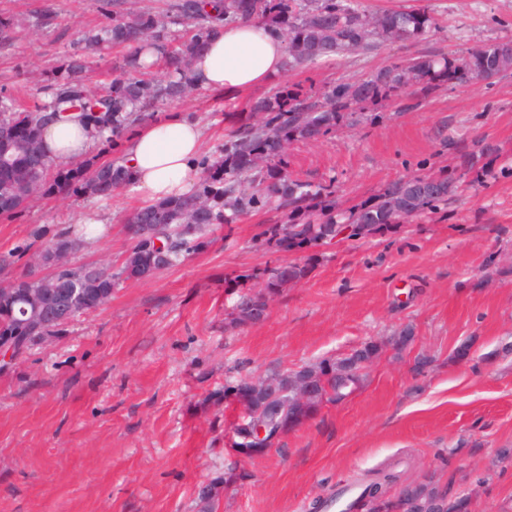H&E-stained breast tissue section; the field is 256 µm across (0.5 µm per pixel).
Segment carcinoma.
<instances>
[{
    "label": "carcinoma",
    "mask_w": 512,
    "mask_h": 512,
    "mask_svg": "<svg viewBox=\"0 0 512 512\" xmlns=\"http://www.w3.org/2000/svg\"><path fill=\"white\" fill-rule=\"evenodd\" d=\"M178 15L191 20L194 33L180 46L169 47L165 24L148 12L119 15L112 22L88 33L84 41L95 49L102 44L130 49L126 66L138 68V56L155 47L164 57L167 79L153 83L136 77L112 80L107 95L91 91L85 80L86 63L73 55L53 72L48 89L51 99L31 109H20L8 97L0 99V214L20 209L30 196L54 191L109 198L129 185L125 157L103 162L88 160L79 167H66L50 159L42 146L41 131L65 100L83 112L100 142L112 151L130 125L144 118L141 109L155 99H181L194 85L188 80L194 58L205 41L225 25L258 19L287 41L284 70L315 64L332 56L362 52L384 41L407 43L426 37L435 27L425 8L410 11L370 12L360 0H179L172 5ZM507 41L477 46L459 57L420 56L400 60L376 71L370 78L340 84L319 104H308L296 86H285L256 98L250 109L256 123L224 143L222 155L209 160L194 190L133 210L127 217L131 246L117 270L112 266L68 268L57 277L59 289L76 294L84 313L105 304L121 280L149 278L175 267L208 244L207 232L234 216L260 212L272 204L283 210L285 223L266 224L261 243L276 250L292 247L291 238L325 243L336 238V197L320 188L315 192L291 178L287 168L288 145L316 139L333 130L345 116L365 103L389 100L417 85L485 82L512 68ZM439 191L423 193L415 188L421 176L401 179L388 186L375 205H365L351 214V223L362 224L368 233L394 223L399 217L419 215L448 201L458 189L456 182L437 175ZM161 241L158 248L155 241ZM308 266L285 264L265 267L251 277L260 290L241 296L230 325L242 327L266 320L268 302L280 289L301 280ZM41 281L18 277L0 285V329L19 332L31 345L39 340L25 321L28 304L10 291L39 288ZM382 345L368 341L342 358H324L307 363L299 371H286L263 378L264 392L253 400L251 424L265 429L261 442L240 441L245 448H273L282 427L294 429L313 419L326 405L339 403L359 389L368 365L378 358ZM253 376L244 375L224 383V399L247 393ZM395 476L372 481L363 489L365 512H468V498L448 497L431 485H406L394 498L387 487Z\"/></svg>",
    "instance_id": "obj_1"
}]
</instances>
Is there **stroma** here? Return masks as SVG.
<instances>
[{
	"label": "stroma",
	"mask_w": 512,
	"mask_h": 512,
	"mask_svg": "<svg viewBox=\"0 0 512 512\" xmlns=\"http://www.w3.org/2000/svg\"><path fill=\"white\" fill-rule=\"evenodd\" d=\"M372 10L427 7L436 28L413 44L385 42L313 67L280 72L242 92L195 88L150 107L204 129L213 157L255 122L249 103L276 85L315 97L420 55L459 56L512 39V0H362ZM171 0H0V97L47 100V78L81 36L113 12L150 10L173 36L189 27ZM127 51L88 58L100 91L122 74ZM288 172L334 190L339 223L377 203L392 182L445 174L448 203L383 229L304 251H269L256 236L281 221L260 211L214 225L208 246L179 266L120 281L107 304L68 321L0 370V512H309L343 483L393 468L399 485L430 483L467 495L470 512H512V70L493 82L409 89L349 115L331 132L288 148ZM131 188L111 199L35 195L0 215V284L46 275L39 255L82 230L67 264L121 266ZM95 223H88V216ZM305 264L307 276L269 302L259 325L228 328L236 275ZM410 330L405 351L390 347ZM373 340L385 349L362 388L251 459L229 447L238 411L224 402L229 367L266 377ZM467 357H457L460 346ZM431 364L412 370L415 357ZM243 474L225 484L228 473ZM211 489V508L198 493Z\"/></svg>",
	"instance_id": "1"
}]
</instances>
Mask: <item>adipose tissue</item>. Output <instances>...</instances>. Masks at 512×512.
I'll return each instance as SVG.
<instances>
[{
  "mask_svg": "<svg viewBox=\"0 0 512 512\" xmlns=\"http://www.w3.org/2000/svg\"><path fill=\"white\" fill-rule=\"evenodd\" d=\"M285 42L261 21H239L213 34L196 55L193 79L197 86L235 92L272 79L281 70ZM49 156L75 164L95 144V134L80 112L61 106L55 122L42 130ZM203 152V129L194 118L171 115L140 127L126 155L131 189L142 204L190 192L197 181Z\"/></svg>",
  "mask_w": 512,
  "mask_h": 512,
  "instance_id": "adipose-tissue-1",
  "label": "adipose tissue"
}]
</instances>
